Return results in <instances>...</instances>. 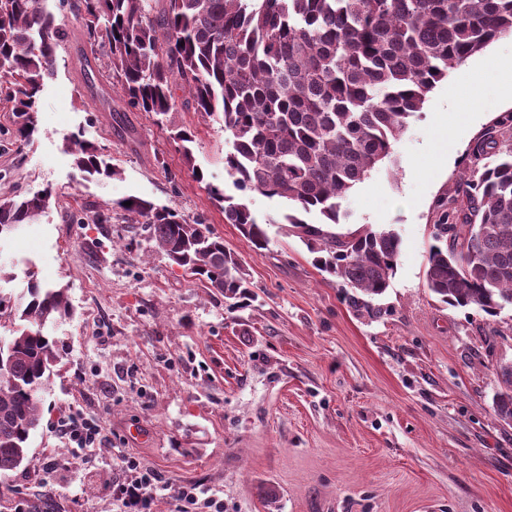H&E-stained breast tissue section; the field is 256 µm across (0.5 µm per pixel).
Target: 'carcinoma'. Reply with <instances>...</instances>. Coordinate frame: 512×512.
Instances as JSON below:
<instances>
[{"instance_id":"carcinoma-1","label":"carcinoma","mask_w":512,"mask_h":512,"mask_svg":"<svg viewBox=\"0 0 512 512\" xmlns=\"http://www.w3.org/2000/svg\"><path fill=\"white\" fill-rule=\"evenodd\" d=\"M45 0H0V91L13 103L16 133L37 131L36 103L55 72L64 23ZM83 21L94 59L135 109L170 128L174 91L204 119L223 122L231 149L224 169L240 192L288 202L281 223L298 229L315 264L370 300L390 285L400 237L388 228L336 234L342 201L380 163L422 111L428 94L493 41L512 35V0H58ZM83 179L118 174L77 132L66 141ZM482 166L463 171L462 199L434 225L425 280L450 307L496 317L512 307V149L487 134L474 150ZM255 249L267 230L248 204L207 185ZM52 192L0 199V233L30 224ZM169 261L226 300L249 296L238 256L202 219L145 199L120 205ZM316 214L312 224L305 216ZM456 232L448 237V221ZM73 315L67 289L33 282L20 298L0 294V321L17 324L0 341V473L26 460L59 359L45 334ZM493 407L512 423V363L499 367Z\"/></svg>"}]
</instances>
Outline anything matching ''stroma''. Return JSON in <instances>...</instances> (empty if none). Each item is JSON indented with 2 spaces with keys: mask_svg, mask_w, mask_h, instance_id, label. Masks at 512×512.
<instances>
[{
  "mask_svg": "<svg viewBox=\"0 0 512 512\" xmlns=\"http://www.w3.org/2000/svg\"><path fill=\"white\" fill-rule=\"evenodd\" d=\"M68 38L37 104L38 134L15 137L0 94V196L53 193L37 223L0 237V293L30 279L64 286L71 319L52 329L61 359L43 397L28 461L0 476V512H119L113 487L131 456L164 479L197 484L224 512H512V425L493 411L496 370L512 362V309L489 318L441 303L425 281L439 202L484 134L509 125L512 102L487 85L445 150L447 119L474 68L512 59L499 38L429 93L375 168L342 203L348 229H394L397 266L380 314L355 309L336 278L314 265L285 205L246 197L269 243L255 249L206 190L233 192L222 122L178 107L193 162L168 129L129 107L101 69L87 67L83 24ZM82 132L117 173L80 180L63 148ZM201 169L203 180L193 171ZM138 197L202 216L242 261L248 305L187 277L134 225L75 224L86 209ZM97 417L104 439L72 448L63 414Z\"/></svg>",
  "mask_w": 512,
  "mask_h": 512,
  "instance_id": "stroma-1",
  "label": "stroma"
}]
</instances>
